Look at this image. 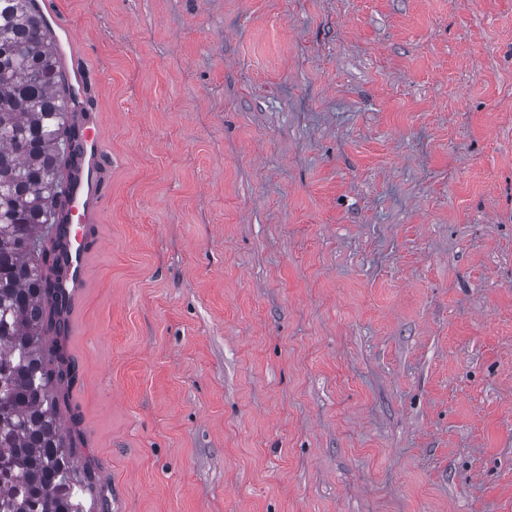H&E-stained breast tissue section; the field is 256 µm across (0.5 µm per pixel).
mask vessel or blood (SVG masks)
Wrapping results in <instances>:
<instances>
[{
  "instance_id": "vessel-or-blood-1",
  "label": "vessel or blood",
  "mask_w": 512,
  "mask_h": 512,
  "mask_svg": "<svg viewBox=\"0 0 512 512\" xmlns=\"http://www.w3.org/2000/svg\"><path fill=\"white\" fill-rule=\"evenodd\" d=\"M31 9L43 21V27L59 48V63L72 95L70 121L82 132L80 164L77 170L65 175L60 185L63 215L68 223L80 230L68 237L66 251L69 272L64 283L71 304H78L87 288L86 269L90 254L86 248L84 226L97 223L102 212V188L106 180L104 141L92 112L87 89L89 71L76 59V38L67 23L54 13L48 0H32Z\"/></svg>"
}]
</instances>
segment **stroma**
I'll return each instance as SVG.
<instances>
[{"instance_id":"stroma-1","label":"stroma","mask_w":512,"mask_h":512,"mask_svg":"<svg viewBox=\"0 0 512 512\" xmlns=\"http://www.w3.org/2000/svg\"><path fill=\"white\" fill-rule=\"evenodd\" d=\"M112 166L62 432L104 512H512V0H50Z\"/></svg>"}]
</instances>
